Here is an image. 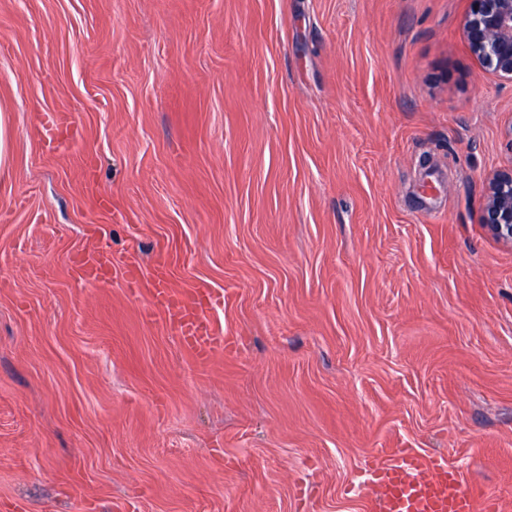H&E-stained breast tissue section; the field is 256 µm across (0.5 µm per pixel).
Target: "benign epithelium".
<instances>
[{
	"mask_svg": "<svg viewBox=\"0 0 512 512\" xmlns=\"http://www.w3.org/2000/svg\"><path fill=\"white\" fill-rule=\"evenodd\" d=\"M463 25L468 46L485 69L512 80V0H471ZM481 223L512 246V165L486 177Z\"/></svg>",
	"mask_w": 512,
	"mask_h": 512,
	"instance_id": "1",
	"label": "benign epithelium"
}]
</instances>
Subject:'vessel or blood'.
Returning <instances> with one entry per match:
<instances>
[{"mask_svg": "<svg viewBox=\"0 0 512 512\" xmlns=\"http://www.w3.org/2000/svg\"><path fill=\"white\" fill-rule=\"evenodd\" d=\"M70 264L88 283H103L117 272L132 292H147L199 367H207L217 354L235 349V337L225 335L210 317L218 297L208 281L198 279L190 287L178 289L165 262L144 268L134 251L117 262L111 251L93 244L75 253ZM364 475L374 495L375 512H512V504L481 493L445 456L417 448L372 455Z\"/></svg>", "mask_w": 512, "mask_h": 512, "instance_id": "1", "label": "vessel or blood"}]
</instances>
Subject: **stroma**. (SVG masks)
<instances>
[{"mask_svg": "<svg viewBox=\"0 0 512 512\" xmlns=\"http://www.w3.org/2000/svg\"><path fill=\"white\" fill-rule=\"evenodd\" d=\"M470 9L0 0V512H370L392 448L512 499V247L481 222L512 81ZM89 224L208 279L237 348L198 368L80 280Z\"/></svg>", "mask_w": 512, "mask_h": 512, "instance_id": "1", "label": "stroma"}]
</instances>
